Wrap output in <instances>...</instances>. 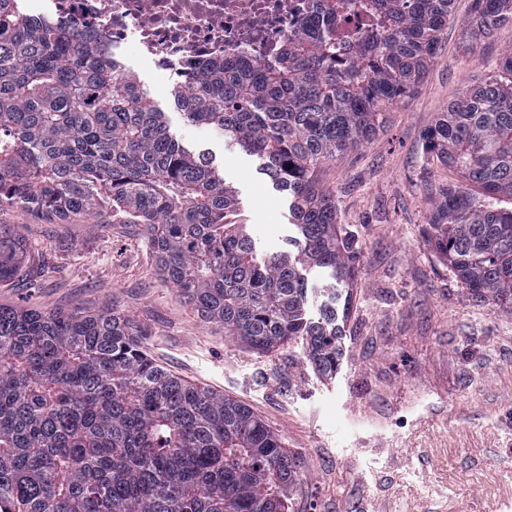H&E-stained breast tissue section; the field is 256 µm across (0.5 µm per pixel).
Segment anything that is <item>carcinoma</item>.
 Segmentation results:
<instances>
[{
  "label": "carcinoma",
  "mask_w": 512,
  "mask_h": 512,
  "mask_svg": "<svg viewBox=\"0 0 512 512\" xmlns=\"http://www.w3.org/2000/svg\"><path fill=\"white\" fill-rule=\"evenodd\" d=\"M0 0V205L143 226L163 281L264 355L296 336L323 374L342 356L336 306L307 316L300 267L354 287L356 256L324 166L375 138L409 100L454 0H382L370 27H300L261 64L230 53L173 86L172 106L259 160L298 236L266 257L233 220L212 154L182 144L101 33L63 30ZM512 25V0H472L469 46ZM350 42L344 58L340 42ZM423 151L480 194L512 198V82L468 88ZM428 245L473 297L512 315V209L434 188ZM23 245L0 225V282ZM116 309L0 305V512H285L300 464L247 407L156 364Z\"/></svg>",
  "instance_id": "obj_1"
}]
</instances>
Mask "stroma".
Segmentation results:
<instances>
[{
	"label": "stroma",
	"mask_w": 512,
	"mask_h": 512,
	"mask_svg": "<svg viewBox=\"0 0 512 512\" xmlns=\"http://www.w3.org/2000/svg\"><path fill=\"white\" fill-rule=\"evenodd\" d=\"M470 8L455 0L424 82L388 112L383 133L323 170L358 256L333 375L306 359L302 338L260 356L201 320L161 279L141 225L105 216L57 224L0 207V224L28 247L22 274L0 284V305L125 313L156 363L245 405L301 459L288 512H512V316L473 299L426 243L430 189L453 175L424 154L422 137L512 50L510 25L468 48ZM138 77L176 138L223 166L258 253L287 250L288 200L256 159L187 124L167 73ZM284 366L287 386L274 376Z\"/></svg>",
	"instance_id": "obj_1"
}]
</instances>
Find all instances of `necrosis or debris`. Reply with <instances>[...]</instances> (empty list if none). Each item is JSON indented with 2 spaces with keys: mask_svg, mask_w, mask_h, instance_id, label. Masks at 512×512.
I'll return each mask as SVG.
<instances>
[{
  "mask_svg": "<svg viewBox=\"0 0 512 512\" xmlns=\"http://www.w3.org/2000/svg\"><path fill=\"white\" fill-rule=\"evenodd\" d=\"M35 19L105 31L124 69L189 78L201 62L235 51L268 60L300 24L315 27L319 0H23Z\"/></svg>",
  "mask_w": 512,
  "mask_h": 512,
  "instance_id": "4bbe7bcc",
  "label": "necrosis or debris"
}]
</instances>
